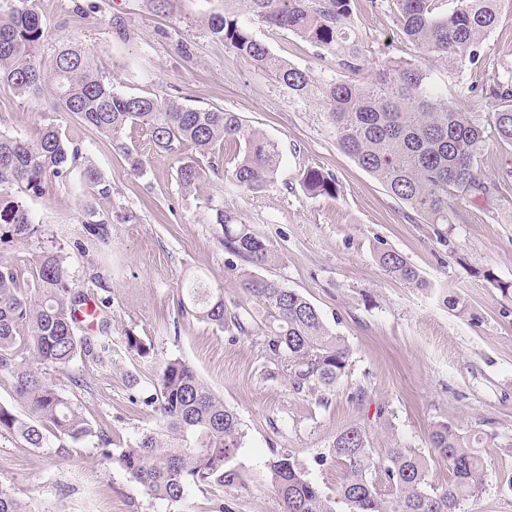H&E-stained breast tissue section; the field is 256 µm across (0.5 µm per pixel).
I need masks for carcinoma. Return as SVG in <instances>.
I'll return each instance as SVG.
<instances>
[{"instance_id": "carcinoma-1", "label": "carcinoma", "mask_w": 512, "mask_h": 512, "mask_svg": "<svg viewBox=\"0 0 512 512\" xmlns=\"http://www.w3.org/2000/svg\"><path fill=\"white\" fill-rule=\"evenodd\" d=\"M353 0H224V13L208 20L211 35L240 57L272 73L292 95L305 100L315 81L305 70L271 53L253 35L251 25L262 24L294 33L312 47L331 55L342 77L319 84L336 131L338 146L360 167L373 174L389 192L429 224H450L451 201L487 193L478 157L486 147L484 127L468 113L436 92L416 58L389 59L365 75L364 46L353 24ZM439 0H390L403 39L423 58L458 71L476 63L485 41L499 23L502 0H453L439 11ZM247 17L242 21L241 17ZM50 36L43 16L30 0H13L7 19H0V84L21 95L48 96L54 111L76 117L84 125L112 139L131 169L143 162L123 141L125 130L144 126L156 150L178 157L177 179L184 191L195 187L205 169L202 161L224 145L236 151L226 177L241 191L258 194L269 186L279 168L278 145L245 124L234 112L190 107L176 99L158 102L115 91L102 67L83 49L64 42L51 65L43 67L39 49ZM492 134L512 145V77L496 85ZM78 150L63 135L57 118L43 117L38 135L28 139L0 133V244L27 245L44 235L13 187L40 195L51 178L68 173ZM303 189L336 194V180L317 168L304 170ZM210 223L219 228L220 241L235 260L249 265L243 288L253 305L229 307L220 290L188 288L197 319L234 336L261 330L263 351L270 363L269 379L282 378L295 394H315L318 403L345 373L351 353L344 339L326 325L320 311L305 297L283 287L257 270L273 265L279 255L241 214L222 204L209 206ZM86 242L79 248L107 244L109 224L86 226ZM391 277L422 287L416 269L396 252L379 255ZM85 294L72 287L66 260L59 248L32 254L31 279L15 265L0 259V373L14 379L16 400L24 416L0 404V433L20 439L28 448L48 447L47 432L73 443L91 444L105 459L108 443L83 415L79 405L45 377V371L66 370L77 358L114 366L111 321L100 301L94 335L83 333L76 310ZM156 405L164 428L141 432L115 457L130 481L152 499L181 502L192 485L234 486L241 477L226 467L245 437L237 414L224 405L184 360H168L157 379ZM430 443L451 470L453 480L435 485L424 455L404 448H386L374 457L369 439L357 426L336 432L326 451L317 457L343 465L344 477L333 496L311 481L305 467L288 449L273 453L268 463L270 483L280 512H460L461 504L482 488L484 461L475 441L446 423L437 424ZM384 474L392 486L389 496L377 491L374 477ZM0 512H35L31 502L0 487Z\"/></svg>"}]
</instances>
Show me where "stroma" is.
Segmentation results:
<instances>
[{
	"label": "stroma",
	"instance_id": "obj_1",
	"mask_svg": "<svg viewBox=\"0 0 512 512\" xmlns=\"http://www.w3.org/2000/svg\"><path fill=\"white\" fill-rule=\"evenodd\" d=\"M33 6L52 33L44 60H51L58 39L70 40L109 73L117 91L237 113L277 143L281 162L274 183L258 194L236 191L210 172L187 193L177 181L175 157L157 153L145 128L124 136L144 161L136 173L109 138L61 116L63 133L80 150L78 164L24 201L44 225L46 242L63 247L74 288L93 299L109 293L119 365L78 359L67 373L47 376L101 427L117 453L138 433L159 428V415L142 398L153 393L167 359H183L241 420L245 439L230 465L243 482L193 487L171 504L149 498L92 445L53 438L34 450L0 435V485L33 501L37 512H217L221 506L278 512L267 468L273 449H288L331 494L343 469L317 465L315 458L338 430L359 426L375 450L425 455L432 482L441 485L452 474L429 434L445 422L478 441L484 459L483 489L461 512H512V294L501 291L512 285V174L505 164L512 148L489 141L479 168L494 190L456 199L452 223L428 224L339 148L321 98L295 99L269 72L211 36L208 19L223 13L224 0H171L163 11L155 0H34ZM117 16L126 25L122 38L112 29ZM353 17L369 68L413 56L389 7L354 0ZM252 32L315 80L336 79L329 55L293 33L260 25ZM422 66L440 92L469 87L457 107L492 124V89L512 74V5L477 64L455 74L431 60ZM50 109L46 97L0 85V133L34 136ZM89 164L108 193L85 181ZM310 167L334 175L336 195L303 190L301 175ZM211 201L239 211L270 242L280 259L267 277L313 303L349 346V366L327 405L266 379L261 335L233 340L180 312L178 301L195 276L223 289L227 305L246 299L240 273L228 267L209 222ZM105 218L112 222L109 245L76 249L86 224ZM384 251L401 255L425 287L388 277L378 263ZM95 273L101 284L92 283ZM447 291L461 296L465 313L443 305ZM130 335L150 345L149 355L126 350ZM126 370L139 375L140 391L125 386ZM75 376L82 386L72 385Z\"/></svg>",
	"mask_w": 512,
	"mask_h": 512
}]
</instances>
